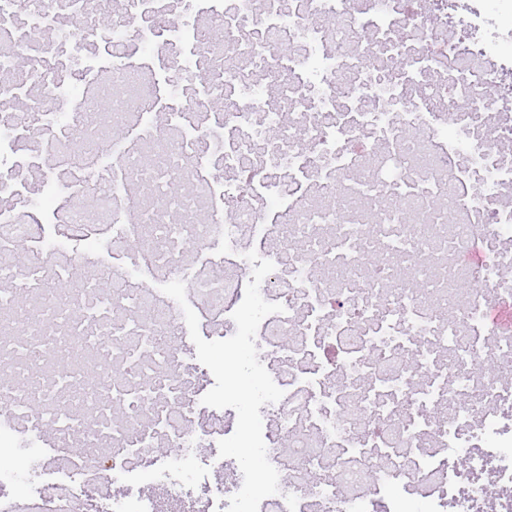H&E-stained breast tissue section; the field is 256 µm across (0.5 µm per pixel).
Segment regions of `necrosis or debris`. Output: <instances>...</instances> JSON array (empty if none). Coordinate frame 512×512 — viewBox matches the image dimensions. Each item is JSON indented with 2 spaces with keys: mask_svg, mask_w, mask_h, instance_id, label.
<instances>
[{
  "mask_svg": "<svg viewBox=\"0 0 512 512\" xmlns=\"http://www.w3.org/2000/svg\"><path fill=\"white\" fill-rule=\"evenodd\" d=\"M455 4L181 0L176 20L168 0H122L117 12L112 0H0V69L19 54L32 62L22 83L0 82V102L38 90L46 136L44 154L26 152V111L0 124V197L18 196L21 173L43 158L72 168L65 178L45 175L26 212L0 206V275L15 271V242L55 223L44 203L57 199L72 226L111 225L112 253L138 242L152 278L134 292L121 278L105 279L96 300L86 278L50 297L33 277L23 319L0 311V401L11 407L0 440L24 423L79 435L85 449L34 459V498L67 499L75 512H156L145 496L97 493L103 477L130 488L147 475L178 499L204 489L208 512H226L223 489L203 474L224 462L199 460L208 435L189 425L190 393L168 373L176 351L167 336L184 316L156 272L189 243L220 246L218 274L189 285L206 303L225 299L252 269L240 247L246 237L276 264L289 240L302 245L284 276L288 290L279 291L276 271L260 287L285 311L262 321L259 339L289 365L275 380L282 399L263 411L287 431L294 459L259 512H393L394 495L362 494L375 481L433 485L424 512H482L484 473L512 487V397L500 389L512 378V336L485 319L487 294L512 300V207L501 200L512 187V115L483 130L498 108L485 95L502 73L497 44L478 15L448 36ZM77 16L85 23L76 31L64 20ZM219 64L221 83L199 81ZM181 74L197 84L185 89ZM217 103L223 115L207 126L187 120V111ZM160 112L168 127L157 124ZM260 145V167L235 176L241 156ZM185 179L192 193L173 201V183ZM317 194L334 196L332 211L313 205ZM202 197L212 205L203 223ZM131 207L139 223H126ZM477 236L486 259L474 273L455 261H420L433 244L457 253ZM466 276L475 289L463 301ZM114 302L144 319L110 318ZM23 322L37 336L39 360L67 349V392L31 385V349L15 337ZM119 346L142 369L118 384L91 381L88 371ZM489 360L498 371L481 372ZM145 382L154 400L136 395ZM162 430L177 452L144 466ZM442 448L464 449V462L439 458ZM325 463L333 479L306 481Z\"/></svg>",
  "mask_w": 512,
  "mask_h": 512,
  "instance_id": "necrosis-or-debris-1",
  "label": "necrosis or debris"
}]
</instances>
